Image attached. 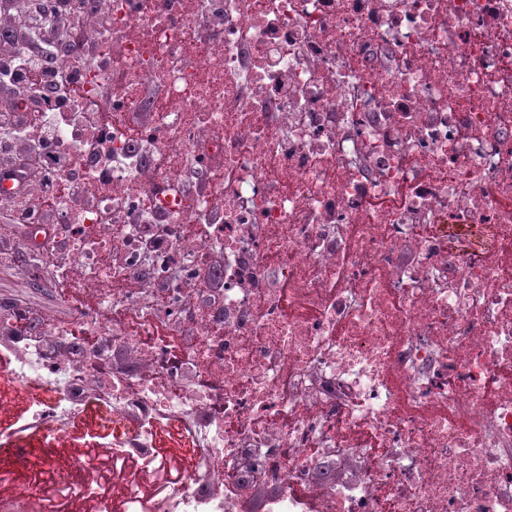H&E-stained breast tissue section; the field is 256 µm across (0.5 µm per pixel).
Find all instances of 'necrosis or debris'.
<instances>
[{
	"instance_id": "1",
	"label": "necrosis or debris",
	"mask_w": 512,
	"mask_h": 512,
	"mask_svg": "<svg viewBox=\"0 0 512 512\" xmlns=\"http://www.w3.org/2000/svg\"><path fill=\"white\" fill-rule=\"evenodd\" d=\"M111 34L44 156L83 152L109 191L61 200L34 256L84 288L138 275L86 366L92 404L41 332L0 387L62 442L94 414L86 512H512V0H111ZM98 138L80 136L96 113ZM183 224L204 239L181 241ZM122 259L105 267L103 228ZM218 255L197 262L199 251ZM168 325L184 350L147 338ZM238 432H226L228 419ZM178 458L165 497L152 477ZM236 474L234 482L223 479Z\"/></svg>"
}]
</instances>
